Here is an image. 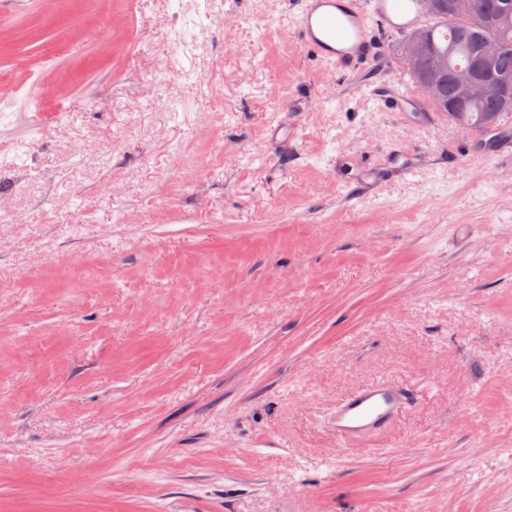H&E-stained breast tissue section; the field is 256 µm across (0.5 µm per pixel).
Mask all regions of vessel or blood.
Masks as SVG:
<instances>
[{"label":"vessel or blood","instance_id":"b4317fda","mask_svg":"<svg viewBox=\"0 0 512 512\" xmlns=\"http://www.w3.org/2000/svg\"><path fill=\"white\" fill-rule=\"evenodd\" d=\"M432 18L419 0H302L298 31L303 46L324 62L344 72L373 68L381 54L373 25L404 34L428 27ZM387 109L404 112L427 109L428 104L410 85L395 87ZM412 402L405 386L390 380L353 390L337 402L327 418L338 446L344 447L387 431Z\"/></svg>","mask_w":512,"mask_h":512}]
</instances>
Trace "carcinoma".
I'll list each match as a JSON object with an SVG mask.
<instances>
[{
	"label": "carcinoma",
	"instance_id": "1",
	"mask_svg": "<svg viewBox=\"0 0 512 512\" xmlns=\"http://www.w3.org/2000/svg\"><path fill=\"white\" fill-rule=\"evenodd\" d=\"M472 9L476 14L489 17L498 15L503 6L512 7V0H471ZM437 20L445 26L439 31L428 28L429 43L425 57L412 66L410 75L415 83L426 73L432 58L453 48L452 63L461 66H475L484 55L492 52L496 56L493 72L487 75L489 82L500 84L504 92L495 93L483 99L461 106L457 103L451 82L444 81L442 96L433 101L438 112H464L468 117L467 128L480 130L483 128V117L489 113L512 112V27L494 29H477L464 18L442 15Z\"/></svg>",
	"mask_w": 512,
	"mask_h": 512
}]
</instances>
